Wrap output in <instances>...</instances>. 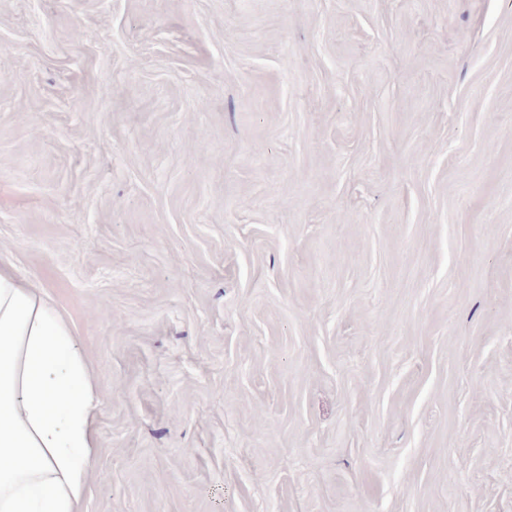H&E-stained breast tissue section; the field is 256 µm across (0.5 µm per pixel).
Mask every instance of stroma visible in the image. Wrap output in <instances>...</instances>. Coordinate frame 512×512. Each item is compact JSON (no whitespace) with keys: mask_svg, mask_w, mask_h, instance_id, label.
I'll list each match as a JSON object with an SVG mask.
<instances>
[{"mask_svg":"<svg viewBox=\"0 0 512 512\" xmlns=\"http://www.w3.org/2000/svg\"><path fill=\"white\" fill-rule=\"evenodd\" d=\"M0 258L83 512H512V0H0Z\"/></svg>","mask_w":512,"mask_h":512,"instance_id":"1","label":"stroma"}]
</instances>
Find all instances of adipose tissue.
Listing matches in <instances>:
<instances>
[{
	"mask_svg": "<svg viewBox=\"0 0 512 512\" xmlns=\"http://www.w3.org/2000/svg\"><path fill=\"white\" fill-rule=\"evenodd\" d=\"M96 408L67 321L0 261V512H80Z\"/></svg>",
	"mask_w": 512,
	"mask_h": 512,
	"instance_id": "1",
	"label": "adipose tissue"
}]
</instances>
